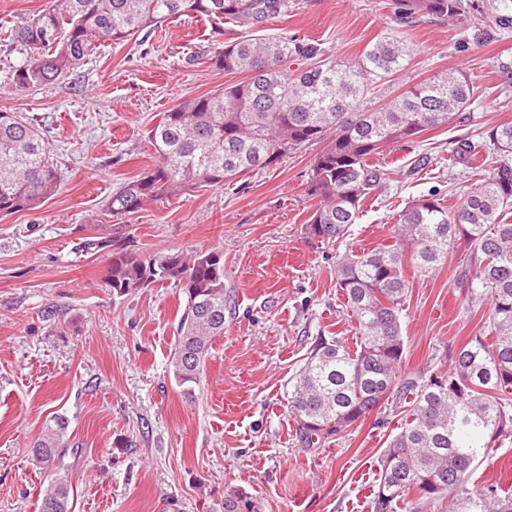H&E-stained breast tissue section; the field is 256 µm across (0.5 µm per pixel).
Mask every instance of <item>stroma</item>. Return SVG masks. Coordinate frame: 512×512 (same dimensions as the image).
<instances>
[{"label": "stroma", "instance_id": "35a3bbf8", "mask_svg": "<svg viewBox=\"0 0 512 512\" xmlns=\"http://www.w3.org/2000/svg\"><path fill=\"white\" fill-rule=\"evenodd\" d=\"M48 0H0V111L35 119L57 166L59 186L39 208L0 220V512H38L47 476L30 448L52 416L68 419L79 444L72 461V512H210L226 489L244 487L261 512H372L370 493L399 420L388 404L342 438L302 444L290 398L316 337L355 345L358 330L336 286L340 256L389 243L398 213L432 191L458 204L471 183L450 159L453 140L512 123V86L497 64L512 61V31L488 34L420 15L399 29L391 0H288L282 16L255 27L183 16L148 39L99 47L70 76L15 92L25 48L8 29ZM404 34L405 70L377 84L381 105L448 70L479 88L465 122L388 147L382 187L337 245L310 242L317 202L306 171L318 146L218 188L152 203L129 222L103 210L121 183L147 171L149 130L179 102L243 81L215 68L224 43L288 34L320 45L343 64L383 36ZM430 165L420 168L421 157ZM224 253V334L210 351L195 399L170 371L185 298L173 283L113 294L104 278L115 250ZM454 262L415 279L402 313L407 344L401 374L444 372L453 352L479 333L488 304L468 305ZM54 317H45V310ZM119 438L135 442L114 447ZM476 485L512 490V440L479 463Z\"/></svg>", "mask_w": 512, "mask_h": 512}]
</instances>
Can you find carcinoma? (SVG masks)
Instances as JSON below:
<instances>
[{"label":"carcinoma","instance_id":"1","mask_svg":"<svg viewBox=\"0 0 512 512\" xmlns=\"http://www.w3.org/2000/svg\"><path fill=\"white\" fill-rule=\"evenodd\" d=\"M398 27L431 15L460 26L483 20L512 29V0H392ZM287 9V0H49L10 30L29 51L14 70L16 91L46 86L71 73L94 49L120 44L193 14L213 24L259 25ZM317 44L278 36L241 39L214 52L212 64L246 80L210 96L184 100L148 132L153 167L117 187L107 215L126 220L187 191L221 187L278 163L288 152L324 143L310 164L306 190L319 199L305 226L307 239L337 243L380 184L372 164L387 146L458 121L477 92L462 70L413 85L384 105L367 104L368 90L405 68L410 50L393 36L365 47L348 65L322 58ZM308 61L288 70V60ZM453 162L468 169L472 187L459 204L433 192L398 215L397 242L337 262L336 282L357 322L359 343L319 337L291 397L302 441L313 448L343 436L391 401L405 408L381 461L372 512H396L410 494L412 512L448 500L449 512H512V494L489 485L469 488L476 465L512 438V123L489 128L482 140L460 139ZM58 188L57 168L39 127L0 112V216L34 210ZM456 259L458 287L469 300H488L480 333L453 355L448 371L401 379L405 341L401 312L411 267L427 277ZM175 283L185 296L171 371L187 399L200 386L212 340L224 335V254L200 251L141 258L112 253L105 285L132 295ZM56 416L33 443V464L53 472L40 512H71L68 458L82 452ZM220 512H260L241 487L229 488Z\"/></svg>","mask_w":512,"mask_h":512}]
</instances>
